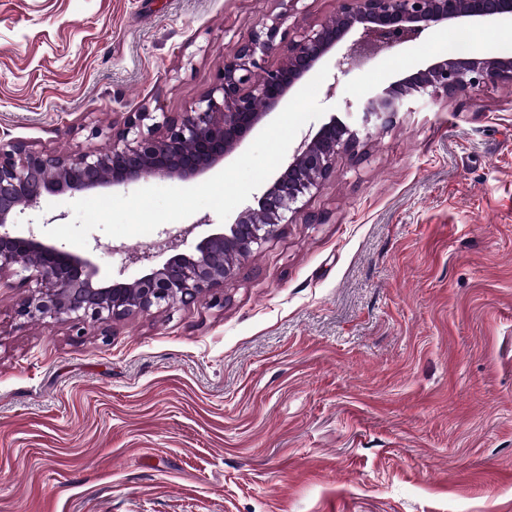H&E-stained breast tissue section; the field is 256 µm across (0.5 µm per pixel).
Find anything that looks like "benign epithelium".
<instances>
[{
  "label": "benign epithelium",
  "instance_id": "1",
  "mask_svg": "<svg viewBox=\"0 0 512 512\" xmlns=\"http://www.w3.org/2000/svg\"><path fill=\"white\" fill-rule=\"evenodd\" d=\"M274 9L244 41L224 55V65L210 91L189 110L174 114L129 112L112 127L106 150L87 148L59 155L23 142L0 143V279L8 275L34 289L17 304L26 321L48 319L75 326L105 328L134 311L170 310L189 305L203 293L224 286L235 261L249 257L284 226L304 214L309 224L325 216L303 213L299 203L319 189L336 166V157L355 150L360 129L387 126L401 112L415 111L418 98L441 97L490 82L512 83V58L498 55L442 57L415 67L347 112L358 113L361 128L330 116L308 130L292 154L246 207L224 228L181 251L205 217L168 233L161 243L130 251L95 243L93 249L122 255L117 272L107 279L87 254L49 242L34 228L20 233L17 218L41 206L49 195L120 187L149 178L187 181L230 157L326 60H334L336 94L357 55L371 40L396 47L430 28L458 23L512 21V0H339L336 15L316 28L284 27L300 0H273ZM274 63H269V60ZM169 257L160 265L155 259ZM131 265L143 274L124 279Z\"/></svg>",
  "mask_w": 512,
  "mask_h": 512
}]
</instances>
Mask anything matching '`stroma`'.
<instances>
[{
    "mask_svg": "<svg viewBox=\"0 0 512 512\" xmlns=\"http://www.w3.org/2000/svg\"><path fill=\"white\" fill-rule=\"evenodd\" d=\"M272 0H0V140L183 112ZM358 58L327 106L449 41ZM224 286L107 330L0 288V512H512V85L378 128Z\"/></svg>",
    "mask_w": 512,
    "mask_h": 512,
    "instance_id": "stroma-1",
    "label": "stroma"
}]
</instances>
